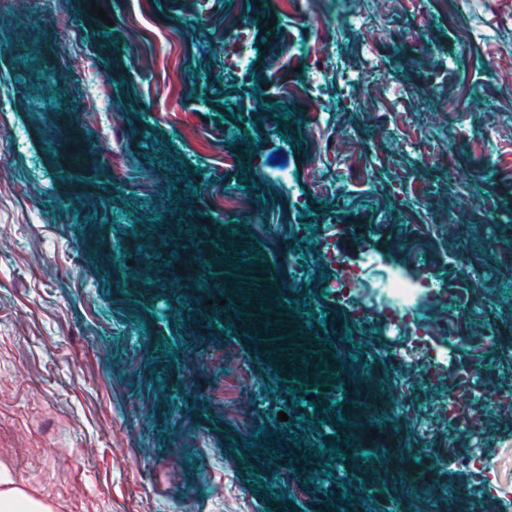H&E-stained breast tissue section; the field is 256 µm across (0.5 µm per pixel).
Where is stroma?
I'll list each match as a JSON object with an SVG mask.
<instances>
[{"label": "stroma", "instance_id": "stroma-1", "mask_svg": "<svg viewBox=\"0 0 512 512\" xmlns=\"http://www.w3.org/2000/svg\"><path fill=\"white\" fill-rule=\"evenodd\" d=\"M511 100L512 0H8L0 463L53 512H499L460 459L512 460ZM339 274L334 282L336 292L345 300H353L355 289L359 286L360 274L355 266L338 264ZM374 287L392 312L391 321L394 320L398 326L405 323L410 327L412 324L409 338L412 346L415 347V354L418 356H423L425 353L433 355L425 331L419 325L413 324L410 318L414 300L423 291L436 288L433 281L425 275L407 279L391 272H384L379 275Z\"/></svg>", "mask_w": 512, "mask_h": 512}]
</instances>
